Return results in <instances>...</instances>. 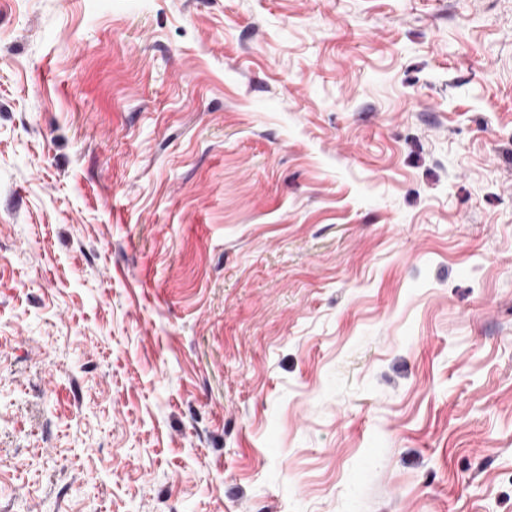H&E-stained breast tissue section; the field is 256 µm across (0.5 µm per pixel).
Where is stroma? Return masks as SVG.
<instances>
[{"instance_id":"35a3bbf8","label":"stroma","mask_w":512,"mask_h":512,"mask_svg":"<svg viewBox=\"0 0 512 512\" xmlns=\"http://www.w3.org/2000/svg\"><path fill=\"white\" fill-rule=\"evenodd\" d=\"M0 512H512V0H0Z\"/></svg>"}]
</instances>
